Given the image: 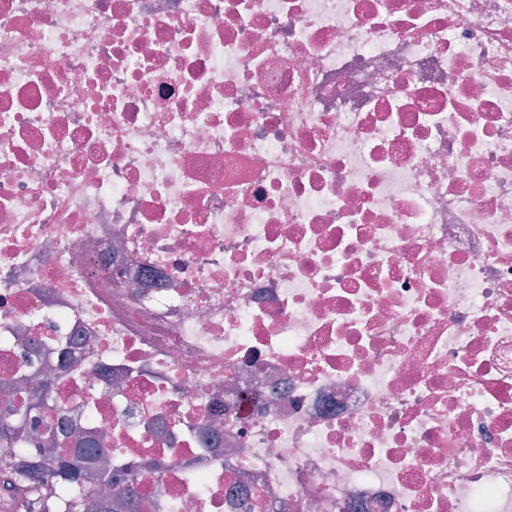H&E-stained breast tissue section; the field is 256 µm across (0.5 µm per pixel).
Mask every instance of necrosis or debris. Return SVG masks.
Segmentation results:
<instances>
[{
    "instance_id": "1",
    "label": "necrosis or debris",
    "mask_w": 512,
    "mask_h": 512,
    "mask_svg": "<svg viewBox=\"0 0 512 512\" xmlns=\"http://www.w3.org/2000/svg\"><path fill=\"white\" fill-rule=\"evenodd\" d=\"M135 512H512V0H0V402Z\"/></svg>"
}]
</instances>
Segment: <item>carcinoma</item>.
Wrapping results in <instances>:
<instances>
[{
	"label": "carcinoma",
	"instance_id": "1",
	"mask_svg": "<svg viewBox=\"0 0 512 512\" xmlns=\"http://www.w3.org/2000/svg\"><path fill=\"white\" fill-rule=\"evenodd\" d=\"M53 382L47 378L27 394L29 410L44 408L51 395ZM20 408L8 403L0 407V444H14L12 416ZM105 437L82 440L76 437L73 425L62 423L51 448L41 447L34 439L15 450L12 458H0V483L22 494L20 512H134L133 470L124 482L112 476L110 461L103 452ZM94 472L101 484L120 487L116 496L90 494L83 485V476Z\"/></svg>",
	"mask_w": 512,
	"mask_h": 512
}]
</instances>
